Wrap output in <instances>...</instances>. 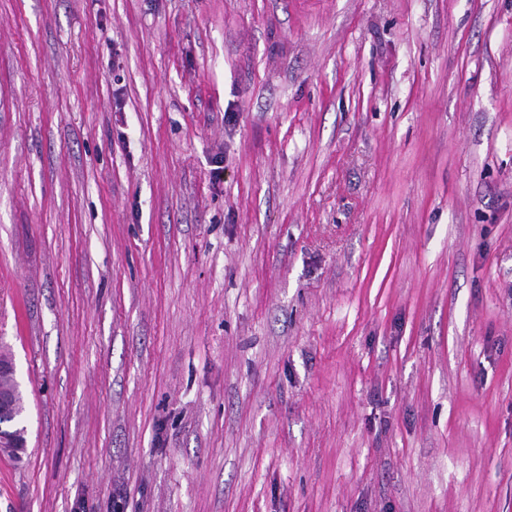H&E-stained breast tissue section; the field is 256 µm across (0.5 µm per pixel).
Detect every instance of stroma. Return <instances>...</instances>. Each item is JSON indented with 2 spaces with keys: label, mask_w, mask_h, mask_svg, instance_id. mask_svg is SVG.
Here are the masks:
<instances>
[{
  "label": "stroma",
  "mask_w": 512,
  "mask_h": 512,
  "mask_svg": "<svg viewBox=\"0 0 512 512\" xmlns=\"http://www.w3.org/2000/svg\"><path fill=\"white\" fill-rule=\"evenodd\" d=\"M0 512H512V0H0ZM16 401L11 393H3L0 390V456L15 448L20 455L23 448H27L26 431L24 439H17L10 435L9 427H14L19 421L23 422V410L16 406Z\"/></svg>",
  "instance_id": "stroma-1"
}]
</instances>
